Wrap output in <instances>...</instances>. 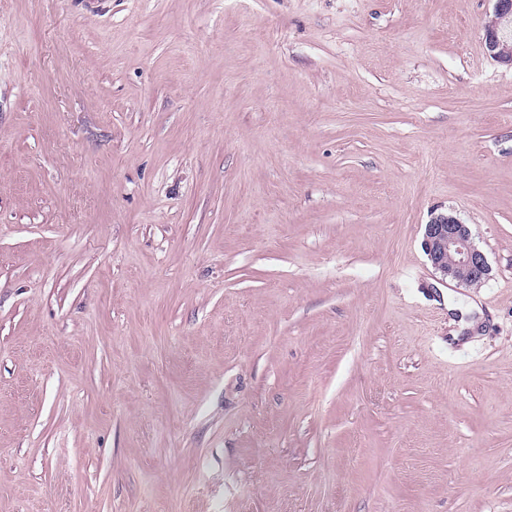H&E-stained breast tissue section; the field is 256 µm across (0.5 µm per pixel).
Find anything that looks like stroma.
<instances>
[{
	"mask_svg": "<svg viewBox=\"0 0 512 512\" xmlns=\"http://www.w3.org/2000/svg\"><path fill=\"white\" fill-rule=\"evenodd\" d=\"M492 8L0 0V512H512ZM424 251L436 273L459 285L481 286L488 277L489 265L478 249L471 229L450 214H438L425 224Z\"/></svg>",
	"mask_w": 512,
	"mask_h": 512,
	"instance_id": "35a3bbf8",
	"label": "stroma"
}]
</instances>
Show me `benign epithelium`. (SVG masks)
<instances>
[{
  "label": "benign epithelium",
  "mask_w": 512,
  "mask_h": 512,
  "mask_svg": "<svg viewBox=\"0 0 512 512\" xmlns=\"http://www.w3.org/2000/svg\"><path fill=\"white\" fill-rule=\"evenodd\" d=\"M493 11L484 26V44L494 60L512 65V0H493ZM435 272L465 287L480 286L489 265L478 249L468 225L450 214H438L425 225L422 242Z\"/></svg>",
  "instance_id": "obj_1"
}]
</instances>
